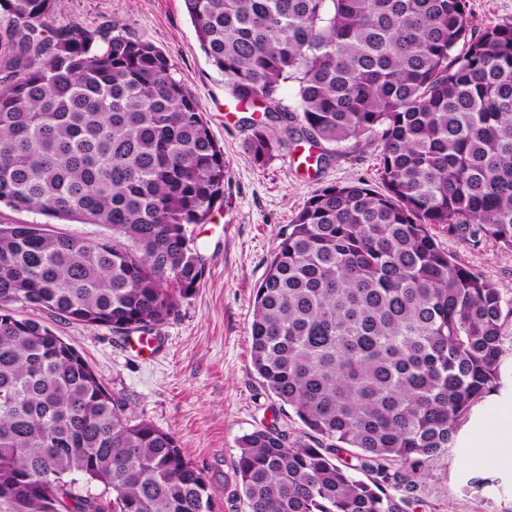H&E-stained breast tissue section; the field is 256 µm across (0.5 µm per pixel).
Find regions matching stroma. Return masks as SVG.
<instances>
[{"mask_svg":"<svg viewBox=\"0 0 512 512\" xmlns=\"http://www.w3.org/2000/svg\"><path fill=\"white\" fill-rule=\"evenodd\" d=\"M60 9L64 24L116 29L171 58L175 78L224 148L229 181L223 205L215 207L207 223L188 228L192 246L205 261V275L159 329V352H137L127 336L103 327L44 312L38 318L83 354L105 386L125 399L132 418L176 437L215 491L216 512H247L245 501L234 494L238 438L263 425L304 436L294 412L264 391L252 365L255 290L282 233L306 201L323 187L373 177L380 146L366 139L325 144L328 160L318 169L304 165L303 154L290 149L257 166L245 150L253 109L230 97L227 78L199 48L183 0H62ZM466 20L475 31L512 26V0H469ZM430 231L442 250L495 284L504 301H512V252L442 224ZM494 401H512V382L479 401L460 425L453 447L429 458L408 494V512H512V465L482 464L465 443L468 434L481 432L483 414ZM487 477L493 485L476 486V479Z\"/></svg>","mask_w":512,"mask_h":512,"instance_id":"obj_1","label":"stroma"}]
</instances>
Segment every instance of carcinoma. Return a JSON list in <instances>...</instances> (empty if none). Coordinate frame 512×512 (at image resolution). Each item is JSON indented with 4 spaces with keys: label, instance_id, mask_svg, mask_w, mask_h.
Here are the masks:
<instances>
[{
    "label": "carcinoma",
    "instance_id": "obj_1",
    "mask_svg": "<svg viewBox=\"0 0 512 512\" xmlns=\"http://www.w3.org/2000/svg\"><path fill=\"white\" fill-rule=\"evenodd\" d=\"M60 2L0 0V204L109 234L0 224V512H214L175 436L131 419L74 346L15 308L152 333L199 288L187 227L228 182L171 59L60 24ZM184 3L233 99L264 104L255 164L290 143L381 144L384 191L317 190L256 288L253 367L309 440L243 435L236 486L248 512H407L383 485L412 486L502 384L512 306L429 228L475 224L512 251V27L468 29L467 0ZM78 475L111 496L78 493Z\"/></svg>",
    "mask_w": 512,
    "mask_h": 512
}]
</instances>
